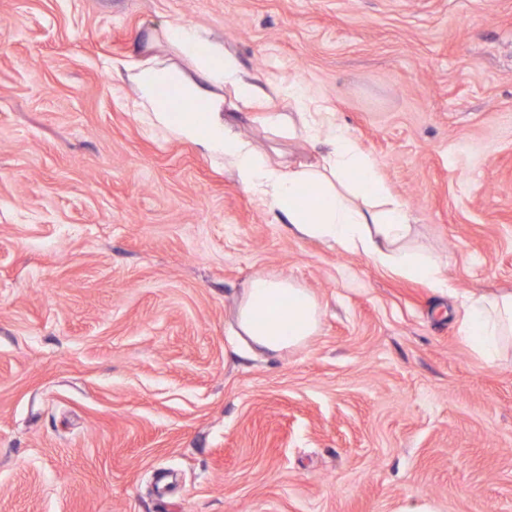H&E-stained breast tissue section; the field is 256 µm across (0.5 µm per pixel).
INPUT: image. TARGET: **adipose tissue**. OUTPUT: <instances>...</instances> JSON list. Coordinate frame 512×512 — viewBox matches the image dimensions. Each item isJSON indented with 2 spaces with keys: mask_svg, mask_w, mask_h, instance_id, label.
<instances>
[{
  "mask_svg": "<svg viewBox=\"0 0 512 512\" xmlns=\"http://www.w3.org/2000/svg\"><path fill=\"white\" fill-rule=\"evenodd\" d=\"M164 35L193 62L194 75L146 62L112 65L136 89L151 125L222 161L275 218L287 220L291 234L366 256L379 267L432 288L446 287L438 260L412 245L409 209L390 197L376 165L333 113L313 116L300 84L280 88L288 109L271 113L268 121L289 135L304 137L315 159L297 168L272 164L225 121L223 102L213 92L214 85H230L245 105L262 96V88L251 81L237 57L191 25H167ZM306 190L313 198L309 205H299ZM319 318L318 304L306 289L282 275H259L250 281L236 321L246 341L278 353L306 343L316 334ZM462 328L477 353L487 362H498L512 346V293L469 299Z\"/></svg>",
  "mask_w": 512,
  "mask_h": 512,
  "instance_id": "adipose-tissue-1",
  "label": "adipose tissue"
}]
</instances>
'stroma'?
Instances as JSON below:
<instances>
[{
	"instance_id": "obj_1",
	"label": "stroma",
	"mask_w": 512,
	"mask_h": 512,
	"mask_svg": "<svg viewBox=\"0 0 512 512\" xmlns=\"http://www.w3.org/2000/svg\"><path fill=\"white\" fill-rule=\"evenodd\" d=\"M170 23L334 113L449 290L290 234L151 126L110 64L193 74ZM214 91L313 161L277 94ZM257 275L315 298L306 343L241 342ZM509 291L512 0H0V512H512V349L462 334Z\"/></svg>"
}]
</instances>
